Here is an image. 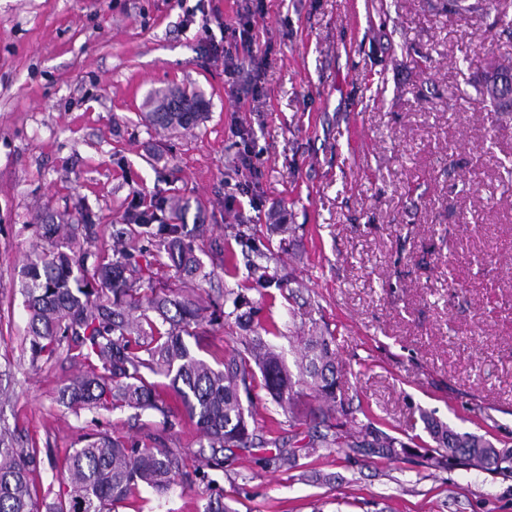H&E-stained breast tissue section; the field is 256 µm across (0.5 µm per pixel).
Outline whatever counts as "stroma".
Instances as JSON below:
<instances>
[{
	"label": "stroma",
	"mask_w": 512,
	"mask_h": 512,
	"mask_svg": "<svg viewBox=\"0 0 512 512\" xmlns=\"http://www.w3.org/2000/svg\"><path fill=\"white\" fill-rule=\"evenodd\" d=\"M264 4L251 22L267 95L241 104L207 47L245 0H0V418L36 449L46 501L63 492L56 465L96 432L187 459L166 498L145 488L119 512H202L209 495L193 475L205 440L171 395L167 417L76 413L58 396L86 370L81 350H29L18 284L39 213L89 210L91 260L121 229L133 266L175 284L127 221L140 194L179 197L185 224L210 229L189 295L247 291L289 364L311 329L334 334L343 397L379 428L422 435L426 412L512 448V112L481 93L512 33L488 6L455 14L448 0ZM176 85L212 113L156 132L144 98ZM245 140L261 154L253 178L236 163ZM265 247L277 258L260 273ZM249 425L257 443L225 449L212 473L237 512H512V474L311 449L309 426L259 387ZM280 445L298 468L274 464Z\"/></svg>",
	"instance_id": "1"
}]
</instances>
